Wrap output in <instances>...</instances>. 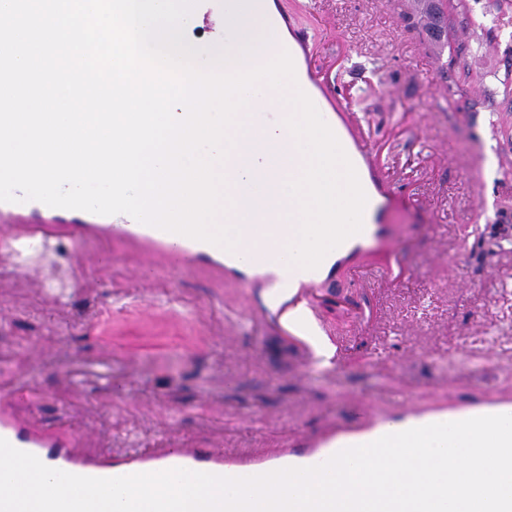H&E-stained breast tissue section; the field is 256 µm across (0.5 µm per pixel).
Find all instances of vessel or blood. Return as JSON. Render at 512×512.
<instances>
[{
	"mask_svg": "<svg viewBox=\"0 0 512 512\" xmlns=\"http://www.w3.org/2000/svg\"><path fill=\"white\" fill-rule=\"evenodd\" d=\"M225 12L214 7L212 0H198L189 22L217 33L224 26ZM286 18L270 14L266 18L268 43L264 59H271L280 50L298 57L307 50L304 36H297L295 46H286L277 35ZM299 88L308 94L321 117L329 125L354 166L367 203L363 211V228L331 250L314 269L289 264L287 255L271 252L253 259L243 251L229 252L209 242L168 232L138 222L126 214L99 215L75 209H56V221H34L45 206L38 201L0 202V235L6 236L10 247L24 251L45 245L57 235L73 239L94 237L124 252L133 254L137 263L130 272L132 279H151L159 269L176 266L204 271L220 280H230L242 291L261 285L263 293L248 309L249 316L260 317L288 327L305 344L309 361L326 360L340 364L345 350L331 336L325 335L315 318L314 291L321 284L346 273L354 278L391 282L392 269L383 266L364 269L360 258L377 248H386L397 256L399 245L392 225L383 223L385 210L392 205L398 191L375 163L370 148L361 138L345 107L329 111L318 89L322 82L316 71L296 69ZM31 391L21 385L10 392V404H0V438L13 447L37 456L46 466L72 474L112 478L173 468L206 472L226 477H248L288 467H309L321 464L337 452L364 445L387 435L434 423L468 418L512 414L510 400L463 399L456 404L426 407L417 397L404 394L392 408L361 401L354 417L344 423L326 421L319 430L298 429L286 436L279 447L259 454H243L225 448L223 439L207 437L197 441L181 429L169 428L161 445L137 449L116 457L97 448H90L91 431L70 432L65 427L54 429L38 426L32 414L16 411L19 403L29 402Z\"/></svg>",
	"mask_w": 512,
	"mask_h": 512,
	"instance_id": "obj_1",
	"label": "vessel or blood"
}]
</instances>
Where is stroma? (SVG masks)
<instances>
[{
    "mask_svg": "<svg viewBox=\"0 0 512 512\" xmlns=\"http://www.w3.org/2000/svg\"><path fill=\"white\" fill-rule=\"evenodd\" d=\"M272 3L288 33L307 36L311 66L344 93L363 139L385 148L381 168L403 194L388 221L406 278L322 286L370 314L352 324L317 308L351 347L331 375L296 342L277 346L271 323L248 319L205 277L165 268L145 287L128 278L129 255L90 263L102 250L91 241L22 254L0 246V309L10 314L0 319V389L39 387L38 422L92 429L116 452L160 443L172 423L261 448L345 421L355 400L384 391L452 399L461 378L466 397L512 396V242L502 234L512 229V0H451L445 45L429 39L411 0ZM229 336L242 354L226 349ZM36 343L44 354L28 356ZM91 371L136 396L103 398L85 382Z\"/></svg>",
    "mask_w": 512,
    "mask_h": 512,
    "instance_id": "obj_1",
    "label": "stroma"
}]
</instances>
